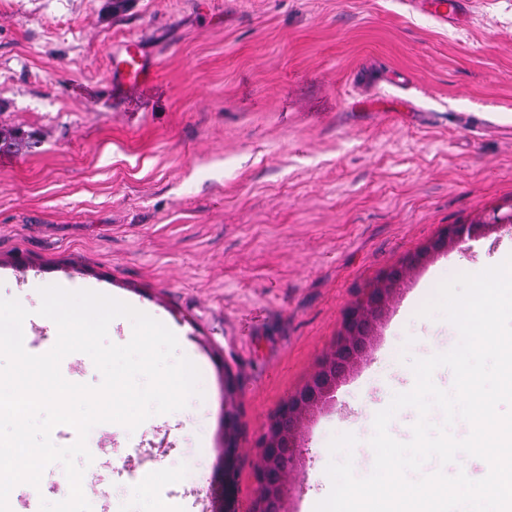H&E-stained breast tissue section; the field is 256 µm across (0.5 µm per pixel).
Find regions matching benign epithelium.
Listing matches in <instances>:
<instances>
[{
    "instance_id": "1",
    "label": "benign epithelium",
    "mask_w": 512,
    "mask_h": 512,
    "mask_svg": "<svg viewBox=\"0 0 512 512\" xmlns=\"http://www.w3.org/2000/svg\"><path fill=\"white\" fill-rule=\"evenodd\" d=\"M506 224H512V213L499 224H454L446 236L430 242L425 251L438 252L467 235L482 236ZM406 273L403 267L390 270L381 284L371 288L350 308L341 337L321 366L305 385L290 396L270 419L260 442V461L256 470L258 488L257 512H283V501L289 478L300 455L299 432L302 418L323 404L324 399L350 375L366 355L378 319L393 293V286ZM236 428L233 414L224 411V431L219 454L222 481L216 494L214 512H227L226 492L234 485L235 463L233 443Z\"/></svg>"
}]
</instances>
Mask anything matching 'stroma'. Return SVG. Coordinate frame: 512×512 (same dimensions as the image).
<instances>
[{
	"label": "stroma",
	"instance_id": "stroma-1",
	"mask_svg": "<svg viewBox=\"0 0 512 512\" xmlns=\"http://www.w3.org/2000/svg\"><path fill=\"white\" fill-rule=\"evenodd\" d=\"M130 37L160 64L142 92L108 80ZM0 125L37 140L0 153V298L28 310L27 351L53 346L40 288L82 279L180 328L201 375L181 410L92 428V512H211L228 409L233 512H254L259 441L348 309L449 225L512 211V0H473L461 29L410 0H0ZM506 244L512 229L468 238L407 274L305 419L286 512L329 493L334 435H355L354 472L371 473L409 358L459 340L420 307ZM63 477L54 463L14 487L11 512L61 501Z\"/></svg>",
	"mask_w": 512,
	"mask_h": 512
}]
</instances>
